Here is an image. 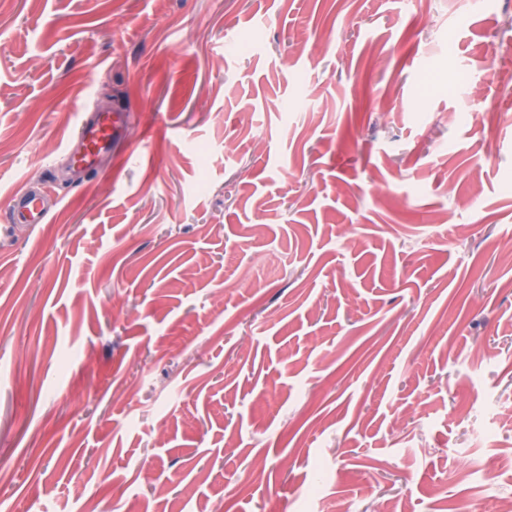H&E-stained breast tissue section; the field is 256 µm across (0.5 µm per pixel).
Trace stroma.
Here are the masks:
<instances>
[{
    "mask_svg": "<svg viewBox=\"0 0 512 512\" xmlns=\"http://www.w3.org/2000/svg\"><path fill=\"white\" fill-rule=\"evenodd\" d=\"M509 243L512 0H0V512H496ZM127 112V108H116L79 114V145L72 149L71 144L67 143L65 147L72 151V164L78 179L86 169L95 167L99 157L112 154V149L125 139L129 118ZM50 207L40 194L26 190L15 193L9 201L12 221L18 224L45 223Z\"/></svg>",
    "mask_w": 512,
    "mask_h": 512,
    "instance_id": "stroma-1",
    "label": "stroma"
}]
</instances>
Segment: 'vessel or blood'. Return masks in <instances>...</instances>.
Listing matches in <instances>:
<instances>
[{
	"label": "vessel or blood",
	"mask_w": 512,
	"mask_h": 512,
	"mask_svg": "<svg viewBox=\"0 0 512 512\" xmlns=\"http://www.w3.org/2000/svg\"><path fill=\"white\" fill-rule=\"evenodd\" d=\"M129 115L126 109L102 112H83L78 119L79 145L72 151L75 174L95 167L99 157L110 154L125 138ZM50 208L37 192L15 193L9 201V213L18 224L45 223Z\"/></svg>",
	"instance_id": "vessel-or-blood-1"
}]
</instances>
